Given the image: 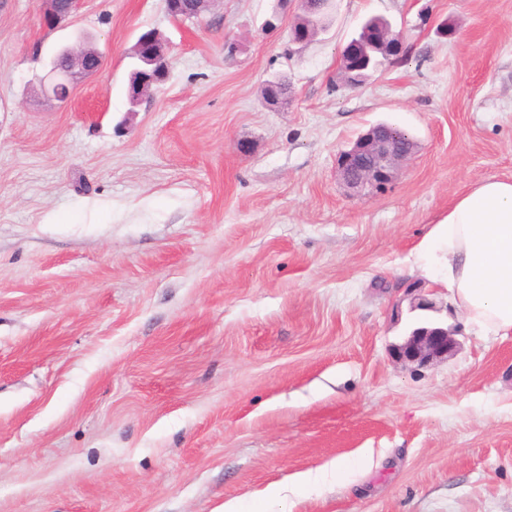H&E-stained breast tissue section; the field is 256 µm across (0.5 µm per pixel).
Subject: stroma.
<instances>
[{
  "label": "stroma",
  "instance_id": "obj_1",
  "mask_svg": "<svg viewBox=\"0 0 512 512\" xmlns=\"http://www.w3.org/2000/svg\"><path fill=\"white\" fill-rule=\"evenodd\" d=\"M298 13L83 0L51 31L0 0V512H254L271 485L264 512H512V335L415 262L466 185L512 178V0H331L292 46ZM372 16L406 53L351 89L341 52ZM147 29L170 72L134 106ZM85 39L103 68L48 100L43 59ZM377 123L417 151L348 196L336 157ZM423 319L454 354L397 360ZM339 458L354 471L291 487ZM168 13L183 22L194 21L212 4L215 0H166ZM308 0H299L301 10L303 11V20H298L291 25L288 35V43L295 45H304L312 40L317 32L322 28V21L315 16L307 6Z\"/></svg>",
  "mask_w": 512,
  "mask_h": 512
}]
</instances>
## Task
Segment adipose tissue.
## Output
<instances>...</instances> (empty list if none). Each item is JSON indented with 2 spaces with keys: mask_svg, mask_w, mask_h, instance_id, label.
<instances>
[{
  "mask_svg": "<svg viewBox=\"0 0 512 512\" xmlns=\"http://www.w3.org/2000/svg\"><path fill=\"white\" fill-rule=\"evenodd\" d=\"M446 270L458 308L487 334H512V180L469 184L418 249Z\"/></svg>",
  "mask_w": 512,
  "mask_h": 512,
  "instance_id": "ef3b65f1",
  "label": "adipose tissue"
}]
</instances>
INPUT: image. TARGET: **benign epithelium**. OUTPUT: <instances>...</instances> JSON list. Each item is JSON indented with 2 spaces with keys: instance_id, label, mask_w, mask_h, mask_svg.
Returning <instances> with one entry per match:
<instances>
[{
  "instance_id": "obj_1",
  "label": "benign epithelium",
  "mask_w": 512,
  "mask_h": 512,
  "mask_svg": "<svg viewBox=\"0 0 512 512\" xmlns=\"http://www.w3.org/2000/svg\"><path fill=\"white\" fill-rule=\"evenodd\" d=\"M80 0H37V7L45 26L60 27L77 10ZM303 19L290 27L288 43L304 45L322 28V21L299 0ZM215 0H166L168 13L183 22L194 21ZM405 52L404 36L389 25L366 23L341 54V73L345 85L357 86L380 60H389ZM137 67L131 74L129 97L134 103L145 97L153 88L165 81L170 59L163 44L157 41L154 31L142 33L133 47ZM103 66V54L84 46L80 49L65 48L50 63L52 82L50 91L54 98L65 102L72 84L80 75L97 73ZM416 144L404 145L391 135L383 125L371 127L362 134L337 159L336 173L347 192L360 196L367 191H381L396 178L401 165L410 159ZM457 347L448 329L434 323H422L412 329L403 344L396 348V357L402 361L427 365L437 359H446Z\"/></svg>"
}]
</instances>
